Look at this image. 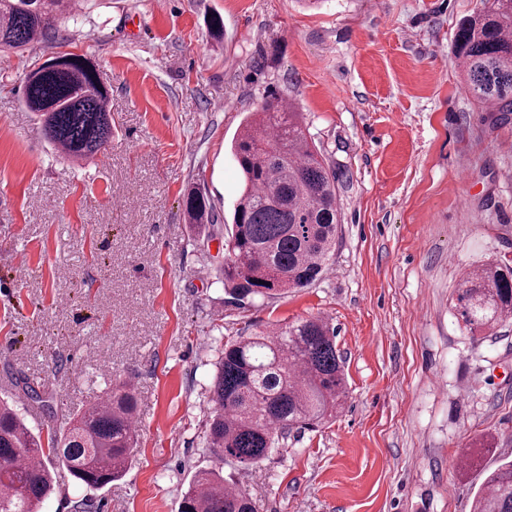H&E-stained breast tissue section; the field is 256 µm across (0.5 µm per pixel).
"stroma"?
<instances>
[{"label": "stroma", "mask_w": 512, "mask_h": 512, "mask_svg": "<svg viewBox=\"0 0 512 512\" xmlns=\"http://www.w3.org/2000/svg\"><path fill=\"white\" fill-rule=\"evenodd\" d=\"M484 6L97 0L0 56V398L34 429L44 401L70 415L126 378L138 398L127 474L89 492L59 473L38 512H178L212 461L220 345L315 317L336 330L349 397L235 474L258 512H471L484 469L512 460V317L474 333L455 310L477 265L512 268V118L473 103L452 54ZM64 53L91 58L110 93L112 139L87 161L24 106L27 73ZM275 98L336 174L341 231L322 280L240 306L216 279L240 191L231 143ZM193 187L213 207L202 245Z\"/></svg>", "instance_id": "obj_1"}]
</instances>
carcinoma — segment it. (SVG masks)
<instances>
[{
    "instance_id": "carcinoma-1",
    "label": "carcinoma",
    "mask_w": 512,
    "mask_h": 512,
    "mask_svg": "<svg viewBox=\"0 0 512 512\" xmlns=\"http://www.w3.org/2000/svg\"><path fill=\"white\" fill-rule=\"evenodd\" d=\"M73 8L68 0H0V51L46 36ZM453 62L468 96L490 112H512V0L462 22ZM109 91L91 59L66 53L31 71L24 88L45 137L69 159L91 158L112 139ZM242 185L224 238L220 282L238 305L271 298L320 279L336 246V173L285 101L253 113L232 145ZM183 205L194 224L213 221L203 193ZM456 308L470 329H489L512 315V269L485 264L468 274ZM348 397L334 328L322 318L273 325L230 340L216 363L213 411L203 445L225 464L267 459L295 427L336 418ZM134 385L123 381L63 420L50 416L35 433L0 401V512H36L54 489V467L98 491L133 462L137 430ZM179 512H258L255 501L224 477L222 467L195 471ZM473 512H512V461L486 477Z\"/></svg>"
}]
</instances>
